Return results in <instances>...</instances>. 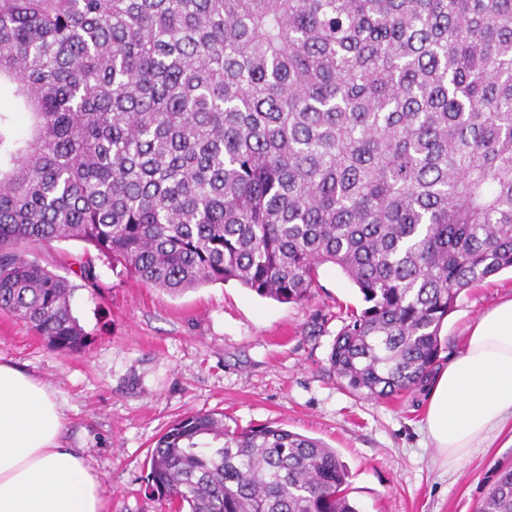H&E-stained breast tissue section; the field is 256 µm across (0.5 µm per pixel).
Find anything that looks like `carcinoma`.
Returning <instances> with one entry per match:
<instances>
[{"mask_svg":"<svg viewBox=\"0 0 512 512\" xmlns=\"http://www.w3.org/2000/svg\"><path fill=\"white\" fill-rule=\"evenodd\" d=\"M0 309L80 353L78 240L174 295L235 280L366 307L329 361L354 396L423 385L460 294L512 268V0H0ZM316 439L189 414L148 480L166 512H359ZM478 512H512V468Z\"/></svg>","mask_w":512,"mask_h":512,"instance_id":"1","label":"carcinoma"}]
</instances>
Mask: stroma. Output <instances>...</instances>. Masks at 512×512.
Masks as SVG:
<instances>
[{"label": "stroma", "mask_w": 512, "mask_h": 512, "mask_svg": "<svg viewBox=\"0 0 512 512\" xmlns=\"http://www.w3.org/2000/svg\"><path fill=\"white\" fill-rule=\"evenodd\" d=\"M28 251L74 285L71 311L88 347L51 350L0 311V363L41 380L63 404L65 445L81 449L99 473L107 512H160L147 483L150 451L194 413L223 414L232 428L279 425L334 448L359 512H475L499 471L512 467V444L502 437L453 472L435 464L419 430L428 386L389 400L341 387L331 345L343 317L364 302L336 267L322 266L311 299L297 305L234 280L173 295L136 282L76 240ZM88 257L97 294L80 276ZM510 297L508 269L463 291L442 327L439 366L462 352L479 315Z\"/></svg>", "instance_id": "35a3bbf8"}]
</instances>
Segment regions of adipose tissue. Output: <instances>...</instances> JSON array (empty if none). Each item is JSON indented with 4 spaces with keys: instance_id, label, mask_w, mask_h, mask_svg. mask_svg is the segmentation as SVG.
<instances>
[{
    "instance_id": "ef3b65f1",
    "label": "adipose tissue",
    "mask_w": 512,
    "mask_h": 512,
    "mask_svg": "<svg viewBox=\"0 0 512 512\" xmlns=\"http://www.w3.org/2000/svg\"><path fill=\"white\" fill-rule=\"evenodd\" d=\"M512 420V298L469 327L463 353L434 379L422 429L455 468ZM65 418L48 386L0 364V512H104L98 474L64 447Z\"/></svg>"
}]
</instances>
